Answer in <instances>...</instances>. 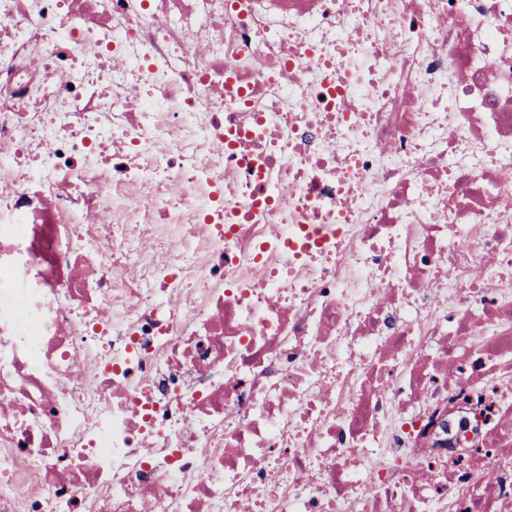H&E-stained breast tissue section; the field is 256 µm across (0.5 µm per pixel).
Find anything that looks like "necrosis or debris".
<instances>
[{"label":"necrosis or debris","instance_id":"necrosis-or-debris-1","mask_svg":"<svg viewBox=\"0 0 512 512\" xmlns=\"http://www.w3.org/2000/svg\"><path fill=\"white\" fill-rule=\"evenodd\" d=\"M0 512H512V0H0Z\"/></svg>","mask_w":512,"mask_h":512}]
</instances>
